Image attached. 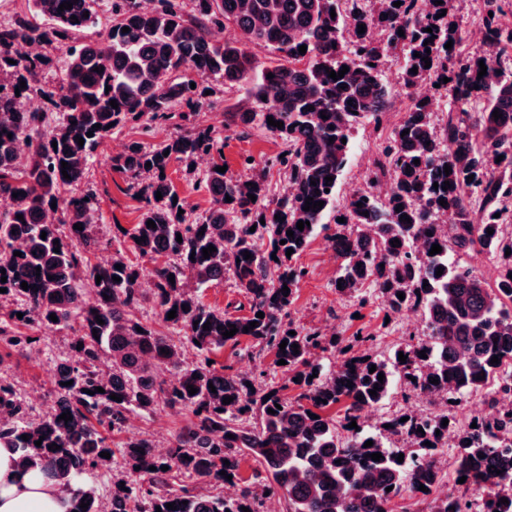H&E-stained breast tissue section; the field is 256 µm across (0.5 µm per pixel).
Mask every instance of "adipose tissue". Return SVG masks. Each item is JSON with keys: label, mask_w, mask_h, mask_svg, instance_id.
Wrapping results in <instances>:
<instances>
[{"label": "adipose tissue", "mask_w": 512, "mask_h": 512, "mask_svg": "<svg viewBox=\"0 0 512 512\" xmlns=\"http://www.w3.org/2000/svg\"><path fill=\"white\" fill-rule=\"evenodd\" d=\"M0 512H68V498L39 471L23 470L0 448Z\"/></svg>", "instance_id": "adipose-tissue-1"}]
</instances>
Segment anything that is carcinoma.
<instances>
[{
  "label": "carcinoma",
  "mask_w": 512,
  "mask_h": 512,
  "mask_svg": "<svg viewBox=\"0 0 512 512\" xmlns=\"http://www.w3.org/2000/svg\"><path fill=\"white\" fill-rule=\"evenodd\" d=\"M65 1L72 8L62 11ZM28 2V15L0 27V195L12 197L11 210L0 215V270L7 277L0 288L21 301L0 325V340L19 348L39 343V336L16 333L19 324L72 331L71 365L53 376L56 404L72 420L50 413L30 421L14 385L0 378V411L12 417L0 425V447L13 450L18 466L39 469L64 488L68 512L110 507L116 512H156L158 507L161 512H243L245 507L261 512L266 498L283 501L284 512H394L405 492L414 502L401 512H474L472 488L478 491L479 512H512V408L493 419L474 418L475 428L460 424L448 410L472 394H485L492 407L498 392L512 394V254H505L512 249V69L504 67V58L512 57V0H478L485 50L475 55L463 48L461 28H452L456 0L441 5L401 0L398 7L396 0H383L376 10L366 0H193L189 14L182 0H151L148 8L142 0ZM101 4L112 15L106 40L66 44L93 21ZM443 11L446 15L439 16ZM226 23L241 32L239 44L213 40V31ZM361 24L366 26L362 34ZM124 27L129 31L122 32ZM20 41L62 48L60 88L47 93L62 119L46 133L40 132L43 113L18 109L19 97L39 87L43 64L41 57L27 60L13 53L12 45ZM449 41L453 46L447 49ZM302 45L307 46L304 54L299 53ZM253 46L281 53L277 64L260 66ZM396 53L405 59L407 89L428 79L436 85L433 96L451 98L453 108L436 125L431 99L413 95L401 122L381 140L365 185L338 214L346 222L335 223L328 236L341 259L337 294L363 304L364 289L372 287L385 297L390 313H421L423 337L411 338L392 357L381 359L363 348L373 341L370 334L360 340L329 339L285 318L308 274L295 258L317 230L329 229L324 219L347 164L349 144L342 140H351L364 119L384 127L387 90L381 65ZM426 56L428 68L422 61ZM481 60L487 74L480 78ZM344 65L349 68L344 77L329 78L326 70L338 72ZM414 67L418 72H411ZM269 73L273 78H267ZM208 76L245 88L252 105L233 113L241 130L258 124L287 145L245 180L216 171L224 166V139L193 123L205 95L198 80ZM112 100L118 107H111ZM183 106L188 111H181ZM496 110L502 117L492 116ZM269 117L283 127L269 125ZM154 122L179 132L156 148L132 142L113 159L114 166L137 178L152 174L139 189L145 205L138 223L123 231L130 250L157 263L154 288L146 296L138 285L139 268L124 257L111 264L89 261L101 246L91 228L101 206L97 190L89 187L75 196L64 192L83 181L89 159L112 130L127 124L147 129ZM20 139L27 145L22 155L16 149ZM201 155L211 158L201 184L212 207L189 221L173 203L177 192L165 173L171 161ZM273 168L288 175L278 197L267 190V171ZM385 180L389 193L374 194L372 187ZM447 182L450 186L442 189ZM309 197L324 206L303 210ZM441 199L447 205H440ZM149 220L156 227H147ZM300 220L310 225L301 231ZM77 223L82 229L74 228ZM289 230L294 236L287 235ZM143 236L146 240L136 243ZM264 238L269 247L260 252L256 242ZM394 239L400 246L391 245ZM434 244L442 251L431 255ZM210 245L216 252L205 258L202 249ZM476 246L497 259L493 288L457 259ZM289 249L294 253L288 256ZM246 251L252 258L245 259ZM185 267L191 269L190 285L184 282ZM440 267L444 271L438 276ZM226 273L248 300L246 316L216 311L198 296ZM399 292L405 299L398 298ZM145 297L182 334L183 343L133 315ZM173 309L176 317L167 318ZM259 312L264 317H256ZM52 314L57 321L50 320ZM253 321L256 327L244 331ZM231 324L238 332L226 338ZM243 338L271 351L274 361H286L280 369L287 383L268 386L232 373L229 366L208 364L205 354ZM328 350L343 357L342 369L323 372L318 358ZM400 353L406 362L398 360ZM104 356L112 363L107 377L98 367ZM495 356L499 362L493 364ZM161 366L176 370L171 381L158 377ZM380 373L385 376L381 384ZM434 378L439 383H432ZM397 383L408 392L431 390L440 409L405 422L398 416L365 421V413L382 404ZM190 385L198 392L189 394ZM97 387L104 392H96ZM290 387L299 390L292 399L284 394ZM226 396L233 401L223 403ZM338 404L343 405L339 418L331 413ZM162 407L187 409L194 420L164 454L156 453L149 438L122 441L124 460L139 468L142 478L118 481L101 495L95 479L106 458L100 453L113 449L99 427L120 432L129 415ZM270 408L275 413H268ZM353 421L356 430L349 427ZM368 440L373 445L366 448ZM52 444L60 449H48ZM448 446L457 449V476L466 477L463 493L437 492L445 475L435 451ZM372 453L382 458L374 461ZM247 455L258 468L244 478L240 467ZM173 472L203 483H227L236 492L214 495L194 484L175 485L169 482ZM421 485L428 491L419 490ZM503 498L508 503H501ZM83 501L86 510L80 508ZM172 502L175 511L166 508Z\"/></svg>",
  "instance_id": "obj_1"
}]
</instances>
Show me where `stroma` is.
Instances as JSON below:
<instances>
[{"label":"stroma","mask_w":512,"mask_h":512,"mask_svg":"<svg viewBox=\"0 0 512 512\" xmlns=\"http://www.w3.org/2000/svg\"><path fill=\"white\" fill-rule=\"evenodd\" d=\"M403 58L387 57L381 67L382 80L388 88L386 128H393L403 118L411 104V95L403 82ZM209 90L203 105L197 113V122L213 128L224 138V163L236 175H246L244 157H252L262 162L280 152L284 144L262 128L254 129L242 136L231 124L232 113L249 107L245 90L225 87L219 77L205 80ZM174 130L168 125L155 126L150 135H143L140 127L126 126L113 130L108 138L97 147L86 172V181L97 188L101 198V212L95 223L105 235L106 243L102 254L121 253L136 264L141 272H153L155 264L148 258L131 251L123 238L122 229L136 224L142 203L136 194L137 179L130 174L114 169L112 158L113 143L129 144L144 141L148 145H159L173 136ZM379 134L373 123L361 122L349 145L348 161L336 189L335 212L342 211L352 192L362 187L363 178L377 155ZM205 168L200 162H172L167 170L169 181L179 197L186 203L188 219L205 215L210 207L209 196L199 187ZM299 264L309 270L301 282L288 312L296 326L312 328L346 339L356 333L373 334L371 346L374 355L380 358L392 356L394 348L405 344L415 323L404 315H388L384 296L376 289H367L368 301L358 304L356 299L339 296L333 282L339 259L333 256L324 233H317L298 258ZM21 333L40 337V344L32 348L20 349L0 343V377L8 379L19 393H26L30 386H38L40 399L37 411H45L53 406L56 393L52 384V371L55 362L70 352L64 332L52 328L21 326ZM211 360L216 365L231 366L233 373L252 376L265 371V380L270 385H283L284 376L274 363L272 353L260 350L248 340H241L237 347H224L211 351ZM192 419L185 409H161L154 413L132 415L131 428L125 429V436L147 437L170 446Z\"/></svg>","instance_id":"1"}]
</instances>
